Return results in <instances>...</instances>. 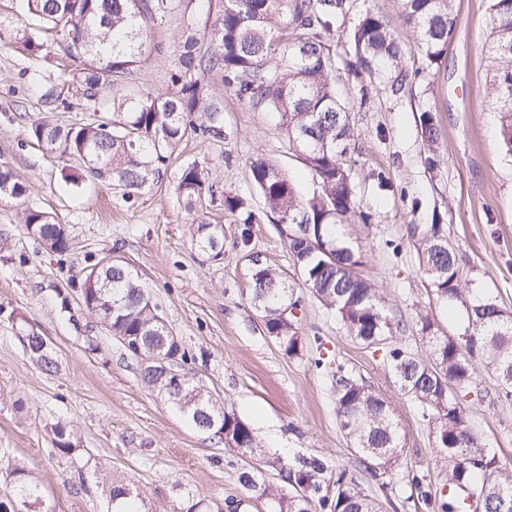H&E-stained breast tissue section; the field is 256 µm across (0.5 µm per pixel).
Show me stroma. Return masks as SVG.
<instances>
[{"instance_id":"1","label":"stroma","mask_w":512,"mask_h":512,"mask_svg":"<svg viewBox=\"0 0 512 512\" xmlns=\"http://www.w3.org/2000/svg\"><path fill=\"white\" fill-rule=\"evenodd\" d=\"M384 16L405 41L409 69L417 76L393 91L385 74L355 77L348 33L366 12ZM457 25L441 62L420 54L404 21L401 0H353L331 35L336 88L350 108L349 156L356 208L370 224H356L364 263L361 274L378 289L389 316L403 320L396 337L427 353L419 316L440 333L460 326V303L433 293L419 268L414 225L441 215L448 237L464 255L463 285L475 297H491L512 312V157L500 144L498 116L487 89L490 79L488 0H456ZM204 13L190 10L148 26L146 61L131 77L141 89L164 91L175 64L174 40L186 25L203 27ZM77 62L49 38L33 53L0 31V166L13 170L26 195L0 199V498L12 490L13 469L26 470L51 512H106L115 481L129 483L152 501L154 512H178L179 488L195 498L238 500L240 512H271L264 499L247 497L239 482L246 469L262 471L281 489L289 484L280 467L299 457L322 459L329 471L347 470L384 512H433L412 499L398 474L366 475L336 411L335 379L316 368L318 356L343 365L386 395L398 426L399 472L419 471L431 490L447 483L448 465L403 394L381 352L348 337L346 330L304 288L294 268L287 225L261 218L242 240L237 213L222 205L209 217L224 228V258L213 262L197 251L193 220L174 185L183 164L198 161L225 191L263 204L250 184L248 165L263 154L293 178L300 196L312 195L309 172L288 152L270 113L258 112L220 77H208L213 97L224 104V136L184 143L162 185L125 202L107 182L66 189L61 160L44 154L30 135L33 120L58 96L59 124L86 120L93 107L74 96ZM437 118L440 163L428 169L419 117ZM391 190H380L377 174ZM44 209L63 224L67 253L46 251L27 234L23 217ZM393 240L400 254L385 247ZM124 258L147 282L159 313L178 336L190 372L216 405L233 411L258 437L266 453L244 456L223 439L195 429L171 403L140 379L136 360L85 306L77 288L85 271L105 255ZM276 269L295 288L301 307L293 325L302 352L288 356L270 336L251 300L256 264ZM45 342L44 354L28 345V332ZM474 430L512 469V404L472 400ZM63 424L76 448L60 452L51 428Z\"/></svg>"}]
</instances>
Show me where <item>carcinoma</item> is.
<instances>
[{"mask_svg":"<svg viewBox=\"0 0 512 512\" xmlns=\"http://www.w3.org/2000/svg\"><path fill=\"white\" fill-rule=\"evenodd\" d=\"M26 12L63 37L66 55L80 64L73 76L76 94L97 101L99 90L112 92L103 108L79 124L62 126L49 116L31 124L37 145L50 157L72 164L61 170L69 187L108 179L131 200L145 189L162 184L169 160L179 146L198 136L224 137V107L209 94L206 76H220L224 86L260 112L276 119L288 151L309 171L317 190L299 197L285 172L262 154L249 162V179L267 213L290 226L288 248L303 284L320 303L334 310L348 336L357 343L383 349L382 359L403 393L427 424L440 456L448 462V494L435 495L425 476L412 473L407 482L417 498L436 512H463L467 503L478 512H512V472L500 465L497 449L489 448L473 430L467 397L481 386L480 373L495 377L493 399L512 402V313L485 297L469 302L461 281L458 247L449 239L442 217L418 229L415 246L420 269L438 298L458 301L465 325L455 336L440 335L426 316L419 318L429 354L424 356L392 340L393 326L377 290L361 277L364 255L347 232L351 220L369 216L356 212V185L348 163L353 136L349 109L336 92L335 49L330 36L349 10L347 0H208L203 29L186 27L177 38L176 63L162 93L133 89L131 74L142 66L143 31L168 16L185 12L184 0H23ZM406 23L429 63L440 61L457 24L455 0H402ZM15 39L33 52L43 49L34 29L18 19L0 16ZM489 50L492 79L488 95L498 113L502 144L512 155V0H489ZM356 61L354 74L386 72L402 87L419 75L405 64L402 37L384 18L365 13L351 32ZM421 136L428 146L426 165L438 166L436 146L441 129L431 112L420 115ZM27 191L7 167H0V198H17ZM176 192L195 213L190 233L195 247L216 258L224 248V229H208L202 211L222 200L237 212L251 237L258 216L242 197L221 190L208 170L196 161L183 166ZM24 227L50 252L69 250L65 227L52 213L31 210ZM89 311L110 321L112 335L139 341L143 349L166 355L164 332L159 330L151 295L139 274L124 261L108 262L89 270L79 283ZM251 299L262 312L266 331L291 356L303 349L301 337L281 319L292 304L294 289L276 270L257 266L252 275ZM336 408L340 426L368 471H388L399 462L400 437L386 397L336 365ZM185 395L195 400L187 410L177 407L195 428L220 407L196 381ZM54 443L63 452L75 449L72 435L62 425L52 427ZM224 440L242 454L263 448L253 431L232 411H224ZM11 500L20 509L43 506L39 484L25 471H14ZM288 482L308 484L306 498L284 493L258 470H244L239 481L249 497L270 501L273 512H382L379 501L364 492L347 471L327 473L317 458H300L287 467ZM108 512H145V500L126 485L108 489ZM179 512H223L218 500L196 499L182 493Z\"/></svg>","mask_w":512,"mask_h":512,"instance_id":"1","label":"carcinoma"}]
</instances>
